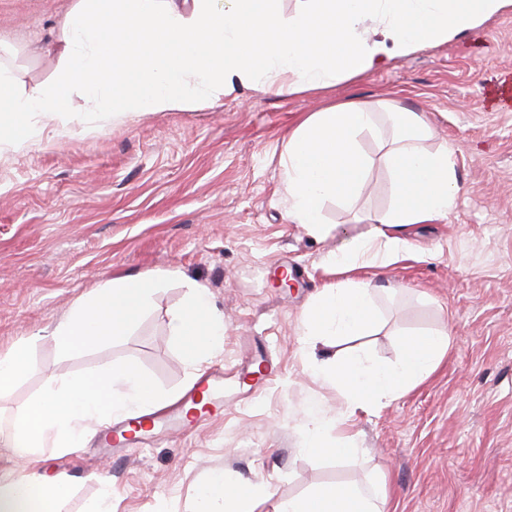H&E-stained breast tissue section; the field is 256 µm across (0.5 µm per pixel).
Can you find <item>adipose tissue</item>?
<instances>
[{"label":"adipose tissue","mask_w":512,"mask_h":512,"mask_svg":"<svg viewBox=\"0 0 512 512\" xmlns=\"http://www.w3.org/2000/svg\"><path fill=\"white\" fill-rule=\"evenodd\" d=\"M278 0H73L58 23L61 63L55 80L29 89L0 67V145H22L39 133L37 116L65 115L73 97L91 111L120 119L127 112H167L224 98L237 88L267 92L280 79L292 93L320 90L364 74L376 63L406 57L477 28L512 6V0H300L293 17ZM394 136L382 156L390 175V205L370 229L346 238L326 263L340 274L387 264L408 254L405 230L447 218L460 192L447 150L428 152L417 142L428 132L413 109L383 102ZM376 128L368 103L349 100L306 113L284 141L280 155L287 186V215L315 238L326 233V201L351 205L362 191L371 159L358 137ZM172 270L112 279L82 295L56 323L62 352L87 343H110L139 321L166 290ZM375 285L325 287L301 316L303 339L368 336L380 327ZM192 371L224 350V319L208 290L190 285L168 323ZM449 348L446 330H409L394 364L361 349L313 364L312 376L342 400L339 418L399 397L433 374ZM177 393L160 392L134 364L120 363L91 375L44 378L39 392L12 410L6 443L14 459L38 464L46 449L67 453L115 420L145 421ZM333 428L319 410L304 423L302 451L336 459L358 457L356 436L330 439ZM66 477L36 474L0 478V512H18L32 497L39 512H59ZM385 474L366 485L326 483L282 499L266 481L238 482L212 473L196 489L188 512H388Z\"/></svg>","instance_id":"ef3b65f1"}]
</instances>
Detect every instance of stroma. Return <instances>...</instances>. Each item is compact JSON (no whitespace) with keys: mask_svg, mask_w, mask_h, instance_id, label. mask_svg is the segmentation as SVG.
<instances>
[{"mask_svg":"<svg viewBox=\"0 0 512 512\" xmlns=\"http://www.w3.org/2000/svg\"><path fill=\"white\" fill-rule=\"evenodd\" d=\"M71 0H0V62L18 87L52 82L57 22ZM387 99L421 112L427 149H448L460 193L446 219L411 225L410 253L352 272L377 284L379 331L303 344L305 306L339 275L324 263L363 218L389 202L380 157L386 119L359 144L372 158L352 206L327 202L322 240L286 213L282 141L329 101ZM44 116L36 141L0 151V351L35 337L26 374L0 395V419L44 377L136 364L165 390L189 370L168 334L187 285H205L224 316V351L202 375L224 387V411L193 431L145 433L120 458L99 438L46 452L44 476L65 474L61 512H84L112 483L115 512H184L212 472L271 478L291 497L323 482H362L387 468L394 512H512V8L471 32L378 63L323 91L238 90L191 111L130 112L121 121L83 112ZM177 270L128 336L60 354L51 331L80 296L126 274ZM443 328L440 367L404 396L351 426L363 456L302 453L312 405L332 417L335 390L312 359L362 348L385 363L402 354L399 331Z\"/></svg>","mask_w":512,"mask_h":512,"instance_id":"1","label":"stroma"}]
</instances>
